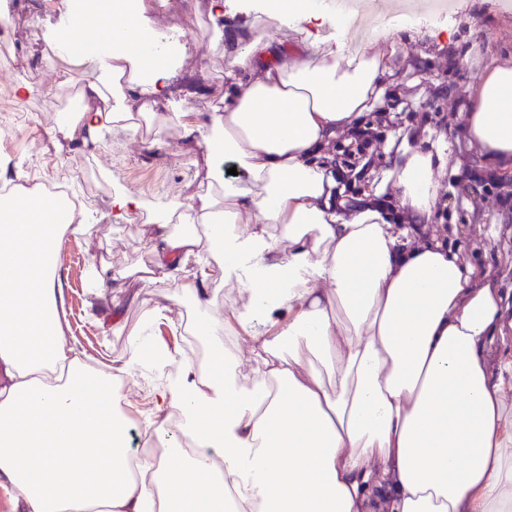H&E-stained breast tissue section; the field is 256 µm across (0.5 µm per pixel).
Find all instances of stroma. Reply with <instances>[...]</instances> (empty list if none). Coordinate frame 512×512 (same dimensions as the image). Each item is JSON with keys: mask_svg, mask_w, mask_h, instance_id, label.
I'll use <instances>...</instances> for the list:
<instances>
[{"mask_svg": "<svg viewBox=\"0 0 512 512\" xmlns=\"http://www.w3.org/2000/svg\"><path fill=\"white\" fill-rule=\"evenodd\" d=\"M145 21L180 38L184 70L193 72L196 88L175 94L171 105L156 107L150 126L117 127L93 143L64 140L57 133L72 89L82 86L83 66L63 62L47 67L51 47L44 36L65 22V0H0L11 16L10 44L0 53V176L31 192L54 182L69 185L83 208L89 229L63 239L71 264L59 267L64 297V329L69 344L91 367L120 372L132 351L134 331L166 347L168 360L146 362L125 381L120 404L133 434H141L153 417L154 399L183 367L194 366L187 353L197 342L195 325L209 319L241 368H248L247 336L231 327L233 313L247 300L245 294L224 285V259L213 254L209 305L192 302V275L175 284L154 271L148 283L139 273L153 266L151 218L173 196L184 198L204 189L209 180L206 138L215 112L224 104L223 43L215 30L229 24L252 22L251 0H227L216 13L213 0H146ZM394 42L395 76L400 98L399 124L404 132L430 128L444 137L452 155L449 166L435 169L440 186L438 209L446 219H433L430 233L456 248L477 283L499 288L507 317L512 318V212L497 202L498 190L512 192V169L499 171L500 188L461 178L460 169H488L475 145L461 128L459 115L467 111L470 94L483 78L491 60H512V10L502 0H452L446 12L421 10L405 25L387 33ZM21 82L34 92L19 99L13 92ZM176 112L186 113L197 130L186 137ZM125 189L141 200L140 208L122 220L112 215V196ZM108 267L124 274L128 291L96 296L91 288L92 268ZM159 304L164 311L145 324V309ZM495 376L506 394L504 432L512 438V327L503 329L489 351Z\"/></svg>", "mask_w": 512, "mask_h": 512, "instance_id": "1", "label": "stroma"}]
</instances>
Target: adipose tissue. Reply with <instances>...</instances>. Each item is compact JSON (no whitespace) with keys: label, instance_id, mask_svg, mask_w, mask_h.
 I'll return each instance as SVG.
<instances>
[{"label":"adipose tissue","instance_id":"ef3b65f1","mask_svg":"<svg viewBox=\"0 0 512 512\" xmlns=\"http://www.w3.org/2000/svg\"><path fill=\"white\" fill-rule=\"evenodd\" d=\"M67 5L69 26L45 36L46 62L73 61L87 79L59 132L92 141L113 123L151 121L181 66L177 42L143 25L141 10ZM353 27L315 0H260L247 30L224 35L210 181L166 208L192 211L211 233L156 225L154 265L174 278L195 263L204 306L206 254H223L225 284L249 297L236 320L252 367L235 382L220 337L199 325L213 358L159 392L152 424L166 449L138 469L116 382L65 344L54 204L23 190L0 197V494L12 512H225L230 500L235 512H496L512 501L505 398L488 359L502 300L428 232L444 143L387 137L395 182L353 208L328 151L393 84L394 46L355 50ZM462 120L486 160H512V62L488 66ZM389 190L403 223L377 202Z\"/></svg>","mask_w":512,"mask_h":512}]
</instances>
